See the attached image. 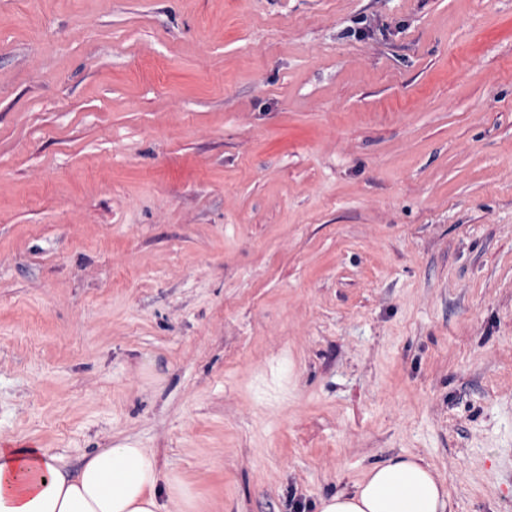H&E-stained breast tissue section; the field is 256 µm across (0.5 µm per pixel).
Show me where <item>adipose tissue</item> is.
<instances>
[{
    "instance_id": "adipose-tissue-1",
    "label": "adipose tissue",
    "mask_w": 512,
    "mask_h": 512,
    "mask_svg": "<svg viewBox=\"0 0 512 512\" xmlns=\"http://www.w3.org/2000/svg\"><path fill=\"white\" fill-rule=\"evenodd\" d=\"M151 449H99L70 464L37 445L0 442V512H164ZM448 491L423 458L394 456L352 489L322 498L320 512H448Z\"/></svg>"
}]
</instances>
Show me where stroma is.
<instances>
[{
  "label": "stroma",
  "mask_w": 512,
  "mask_h": 512,
  "mask_svg": "<svg viewBox=\"0 0 512 512\" xmlns=\"http://www.w3.org/2000/svg\"><path fill=\"white\" fill-rule=\"evenodd\" d=\"M0 439L512 512V0H0ZM448 504L436 470L423 458L406 455L372 465L352 489L322 498L319 512H447Z\"/></svg>",
  "instance_id": "stroma-1"
}]
</instances>
